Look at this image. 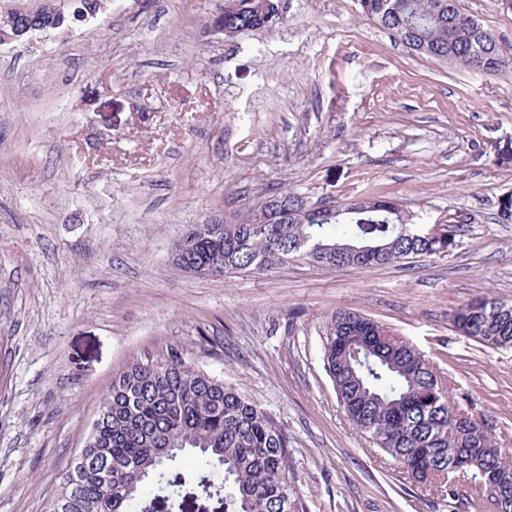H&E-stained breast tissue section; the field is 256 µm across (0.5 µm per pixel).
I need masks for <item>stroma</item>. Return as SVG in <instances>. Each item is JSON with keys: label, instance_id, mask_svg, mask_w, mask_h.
I'll use <instances>...</instances> for the list:
<instances>
[{"label": "stroma", "instance_id": "stroma-1", "mask_svg": "<svg viewBox=\"0 0 512 512\" xmlns=\"http://www.w3.org/2000/svg\"><path fill=\"white\" fill-rule=\"evenodd\" d=\"M512 45V9L459 0ZM224 0H110L88 26L0 47V512H43L131 359L185 358L286 432L305 512H450L346 419L323 363L336 310L392 328L512 452V347L458 333L512 301V67L413 54L358 0H288L228 37ZM399 201L447 252L367 269L185 273L191 224L274 193Z\"/></svg>", "mask_w": 512, "mask_h": 512}]
</instances>
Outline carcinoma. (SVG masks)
Masks as SVG:
<instances>
[{
    "label": "carcinoma",
    "mask_w": 512,
    "mask_h": 512,
    "mask_svg": "<svg viewBox=\"0 0 512 512\" xmlns=\"http://www.w3.org/2000/svg\"><path fill=\"white\" fill-rule=\"evenodd\" d=\"M451 0H359L362 13L413 52L472 68L478 38L489 47L485 73L509 63L512 53L488 31L477 34L475 19L450 6ZM68 0H39L16 16L23 28L51 34L78 26ZM224 9V34L271 29L282 18L268 0H234ZM421 225L395 200L360 198L336 205L328 222L298 214L291 224H226L224 233L193 238L191 263L224 269L270 271L282 256L320 265L323 246H371V257L351 260L341 252L328 266L373 268L438 253V245L421 234ZM458 332L489 348L512 346V303L478 297L456 313ZM324 366L350 423L390 456L419 485H428L452 504L472 507L452 461L475 455L480 468L471 479L482 493L491 489L479 470L512 482V463L464 393L452 395L433 363L412 344L393 335L387 343L371 335L360 314L341 310L331 318L324 342ZM97 426L83 450L106 458L110 471L79 474L78 493L67 498L60 475L50 499L64 498L59 512H128L150 483L172 512H189L199 495L211 496L207 476L224 469V512H300L302 503L288 448V436L256 401L224 380L186 360H132L104 394ZM188 449L193 470L170 471Z\"/></svg>",
    "instance_id": "carcinoma-1"
}]
</instances>
